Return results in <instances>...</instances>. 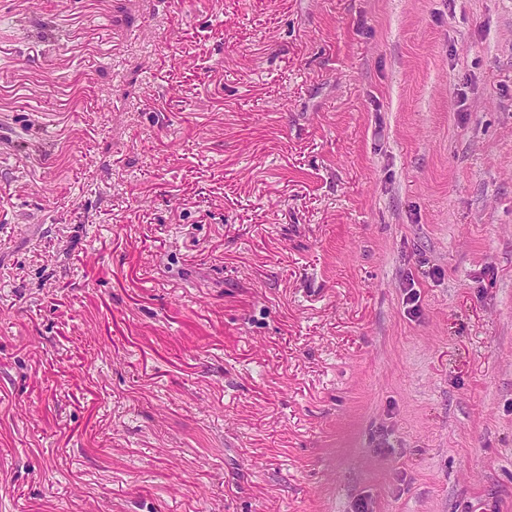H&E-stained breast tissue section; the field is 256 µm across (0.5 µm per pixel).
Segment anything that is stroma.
<instances>
[{"label": "stroma", "mask_w": 512, "mask_h": 512, "mask_svg": "<svg viewBox=\"0 0 512 512\" xmlns=\"http://www.w3.org/2000/svg\"><path fill=\"white\" fill-rule=\"evenodd\" d=\"M0 512H512V0H0Z\"/></svg>", "instance_id": "35a3bbf8"}]
</instances>
